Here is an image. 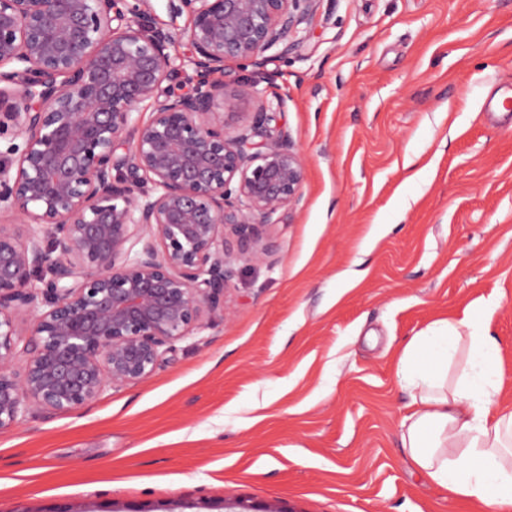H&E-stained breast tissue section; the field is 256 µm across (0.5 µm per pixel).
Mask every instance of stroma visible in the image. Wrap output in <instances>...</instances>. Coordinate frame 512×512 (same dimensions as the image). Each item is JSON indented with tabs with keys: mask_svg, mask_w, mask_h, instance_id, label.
<instances>
[{
	"mask_svg": "<svg viewBox=\"0 0 512 512\" xmlns=\"http://www.w3.org/2000/svg\"><path fill=\"white\" fill-rule=\"evenodd\" d=\"M229 112L265 102L304 164L299 204L243 257L226 316L146 381L0 430V512H474L400 446L398 349L478 300L499 306L512 407V0H320ZM374 341H367V333Z\"/></svg>",
	"mask_w": 512,
	"mask_h": 512,
	"instance_id": "obj_1",
	"label": "stroma"
}]
</instances>
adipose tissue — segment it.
<instances>
[{"mask_svg": "<svg viewBox=\"0 0 512 512\" xmlns=\"http://www.w3.org/2000/svg\"><path fill=\"white\" fill-rule=\"evenodd\" d=\"M498 356L497 339L467 313L413 336L395 369L409 395L402 448L449 496L484 512H512V410L493 407Z\"/></svg>", "mask_w": 512, "mask_h": 512, "instance_id": "1", "label": "adipose tissue"}]
</instances>
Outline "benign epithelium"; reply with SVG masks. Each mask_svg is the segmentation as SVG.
I'll list each match as a JSON object with an SVG mask.
<instances>
[{"mask_svg": "<svg viewBox=\"0 0 512 512\" xmlns=\"http://www.w3.org/2000/svg\"><path fill=\"white\" fill-rule=\"evenodd\" d=\"M317 2L166 0L193 74L161 100L170 31L128 21L149 0H0V430L147 380L226 309L303 162L263 105L227 132L225 66L296 49Z\"/></svg>", "mask_w": 512, "mask_h": 512, "instance_id": "obj_1", "label": "benign epithelium"}]
</instances>
